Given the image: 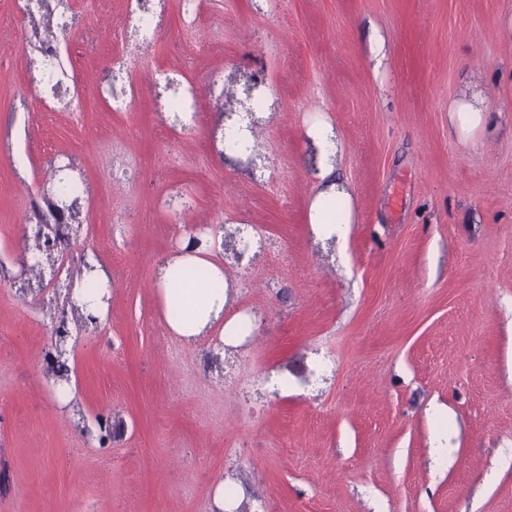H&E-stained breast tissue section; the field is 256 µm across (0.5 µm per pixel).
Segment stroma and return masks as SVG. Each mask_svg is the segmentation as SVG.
<instances>
[{
    "mask_svg": "<svg viewBox=\"0 0 512 512\" xmlns=\"http://www.w3.org/2000/svg\"><path fill=\"white\" fill-rule=\"evenodd\" d=\"M124 4L93 0L62 44L76 113L43 111L35 88L15 100L32 62L0 0V512H215L220 484L224 512H512V0H200L190 29L165 0L146 57L195 89L190 131L140 58L132 112L99 99ZM260 65L276 110L257 173L225 162L208 81L223 72L237 103ZM472 83L497 129L463 140L449 109ZM317 116L351 196L343 244L309 222ZM52 161L81 185L72 277L91 258L112 278L99 323L69 327L65 401L43 361L50 295L9 283ZM198 224L270 241L218 256L225 319L265 315L227 348L172 331L158 290ZM242 365L288 380L251 419L222 375ZM99 414L123 420L115 439Z\"/></svg>",
    "mask_w": 512,
    "mask_h": 512,
    "instance_id": "1",
    "label": "stroma"
}]
</instances>
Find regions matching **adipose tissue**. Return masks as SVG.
Listing matches in <instances>:
<instances>
[{"label":"adipose tissue","mask_w":512,"mask_h":512,"mask_svg":"<svg viewBox=\"0 0 512 512\" xmlns=\"http://www.w3.org/2000/svg\"><path fill=\"white\" fill-rule=\"evenodd\" d=\"M493 110L477 95L463 96L456 100L452 119L461 137H468L475 130L487 128ZM310 221L318 226L320 233L347 240L352 222L351 200L348 194H339L329 189L318 192L310 206ZM205 267L210 278L190 287H176L174 276L180 268ZM224 279L222 268L207 259L204 254L178 257L165 271L161 293L165 305L181 303L186 316L172 325L182 336H196L220 318L224 311L226 292L219 286Z\"/></svg>","instance_id":"ef3b65f1"}]
</instances>
